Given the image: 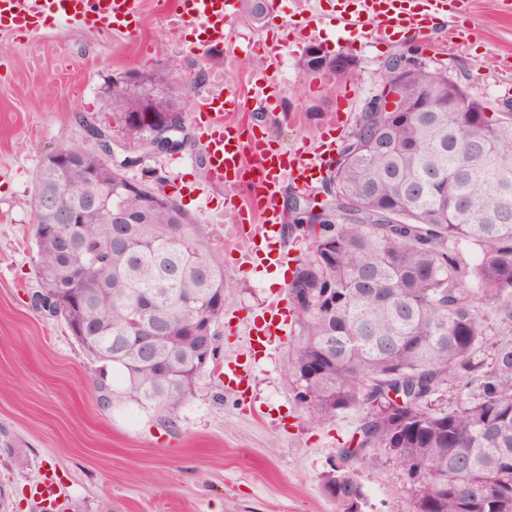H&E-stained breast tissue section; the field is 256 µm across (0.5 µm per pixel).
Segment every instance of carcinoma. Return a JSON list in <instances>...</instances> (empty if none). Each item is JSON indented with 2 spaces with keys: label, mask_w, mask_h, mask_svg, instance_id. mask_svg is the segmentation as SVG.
I'll return each mask as SVG.
<instances>
[{
  "label": "carcinoma",
  "mask_w": 512,
  "mask_h": 512,
  "mask_svg": "<svg viewBox=\"0 0 512 512\" xmlns=\"http://www.w3.org/2000/svg\"><path fill=\"white\" fill-rule=\"evenodd\" d=\"M243 2L262 23L268 0ZM385 71L430 105L391 123L375 119L370 104L341 147L321 205L329 218L311 225L312 252L289 287L298 326L290 375L313 423L363 409L324 479L339 512L364 496L355 465L378 454L414 488L413 512H512V112H486L460 83L420 63ZM321 75L355 71L325 56ZM146 76L151 96L115 81L104 100L139 142L181 99L179 85ZM59 149L82 155L87 171L59 205L97 200L102 213L120 208L133 225L116 246L102 216L69 257L34 227L43 292L82 350L112 367L126 399L170 414L201 374L205 337H219L224 265L174 197L157 199L149 183L78 144ZM45 167L37 205L56 196L59 173ZM145 311L164 316L151 356L138 342ZM454 384L457 400L435 405Z\"/></svg>",
  "instance_id": "obj_1"
}]
</instances>
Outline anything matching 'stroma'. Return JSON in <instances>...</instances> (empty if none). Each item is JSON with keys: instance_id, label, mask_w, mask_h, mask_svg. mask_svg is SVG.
Segmentation results:
<instances>
[{"instance_id": "obj_1", "label": "stroma", "mask_w": 512, "mask_h": 512, "mask_svg": "<svg viewBox=\"0 0 512 512\" xmlns=\"http://www.w3.org/2000/svg\"><path fill=\"white\" fill-rule=\"evenodd\" d=\"M136 36L97 33L57 22L30 37L0 29V512H43L33 489L54 475L58 512H337L323 477L349 441L361 410L316 425L288 376L298 341L292 272L261 276L225 263V325L217 361L203 372L185 402L166 419L98 389L102 365L81 350L64 322L35 309L38 287L34 177L43 157L62 144L86 145L78 115L111 123L101 110L113 81L162 71L183 87L186 119L217 80L245 89L247 56L230 48L199 49L192 30L170 33L174 0H143ZM315 0H279L265 25L240 19L245 37L279 26L302 25ZM313 46L355 62L353 79L333 83L305 74L309 46L283 51L278 109L247 103L238 120L265 125L284 147L318 138L323 121L339 113V139L352 131L366 103L379 94L385 65L404 55L461 83L489 111L512 104V13L499 0H470L448 13L447 27L395 42L347 46L324 28ZM203 146L192 139L181 152L144 156L126 176L143 181L156 172L224 257V193L202 165ZM283 296L288 333L265 354L249 359L235 333ZM251 360L250 386L237 398L224 390V362ZM365 512H412V492L387 457L359 466Z\"/></svg>"}]
</instances>
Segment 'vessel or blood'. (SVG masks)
<instances>
[{"label": "vessel or blood", "instance_id": "obj_1", "mask_svg": "<svg viewBox=\"0 0 512 512\" xmlns=\"http://www.w3.org/2000/svg\"><path fill=\"white\" fill-rule=\"evenodd\" d=\"M142 8L143 0H0V27L21 37L31 36L58 20L132 36ZM447 16L448 0H336L333 11L312 12V27L291 29L283 38L243 44L233 39L239 0H177L171 12L172 28L200 30L201 47H219L228 41L233 50L260 53L266 60L264 68L251 72L246 93L228 83L216 87L194 107L209 178L224 186V210L234 217L229 250L239 253L248 274L288 265L277 246L283 231L281 186L289 181L298 191H311L335 149L334 141L324 137L283 149L274 146L265 128L248 129L235 120L245 100L279 105L283 89L275 72L282 49L313 38L317 25L339 28L353 44L372 38L394 41L409 31L440 26ZM287 327L279 302H271L266 316L247 328L254 352H264L274 338L286 334ZM250 375L244 364L224 365L227 388L239 389Z\"/></svg>", "mask_w": 512, "mask_h": 512}]
</instances>
